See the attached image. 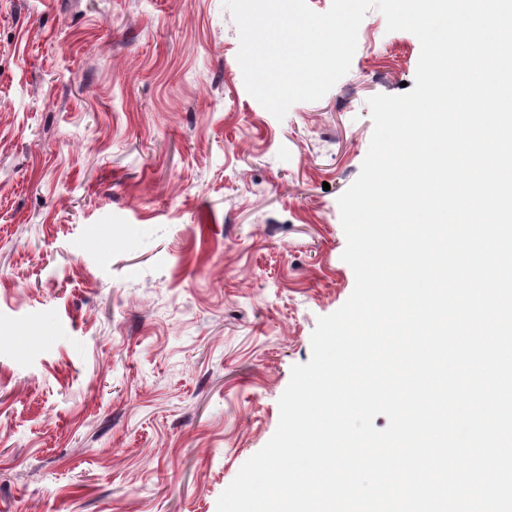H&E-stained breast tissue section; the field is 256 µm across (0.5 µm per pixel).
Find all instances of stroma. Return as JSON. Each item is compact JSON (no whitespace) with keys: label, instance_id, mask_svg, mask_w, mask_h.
Returning <instances> with one entry per match:
<instances>
[{"label":"stroma","instance_id":"stroma-1","mask_svg":"<svg viewBox=\"0 0 512 512\" xmlns=\"http://www.w3.org/2000/svg\"><path fill=\"white\" fill-rule=\"evenodd\" d=\"M222 0H0V512H217L355 277L339 197L420 42L276 119Z\"/></svg>","mask_w":512,"mask_h":512}]
</instances>
